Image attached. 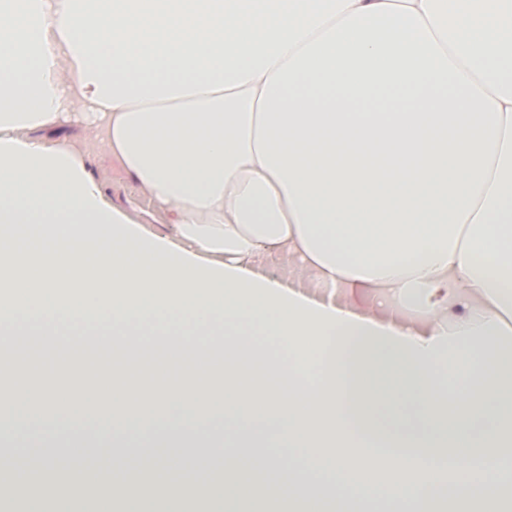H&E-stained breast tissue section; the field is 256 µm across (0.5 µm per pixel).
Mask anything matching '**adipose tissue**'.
<instances>
[{"label":"adipose tissue","mask_w":512,"mask_h":512,"mask_svg":"<svg viewBox=\"0 0 512 512\" xmlns=\"http://www.w3.org/2000/svg\"><path fill=\"white\" fill-rule=\"evenodd\" d=\"M91 334L103 385L18 380L35 420L121 433L166 399L273 430L288 512H512V0H0V342ZM133 347L195 363L140 396ZM64 133L74 144L87 152L90 160V169L112 193L113 205L128 207L130 202H136L141 208L151 210L148 201L139 188L130 180L121 175L110 162L102 147L89 138L87 130L80 125H70L64 128Z\"/></svg>","instance_id":"obj_1"}]
</instances>
